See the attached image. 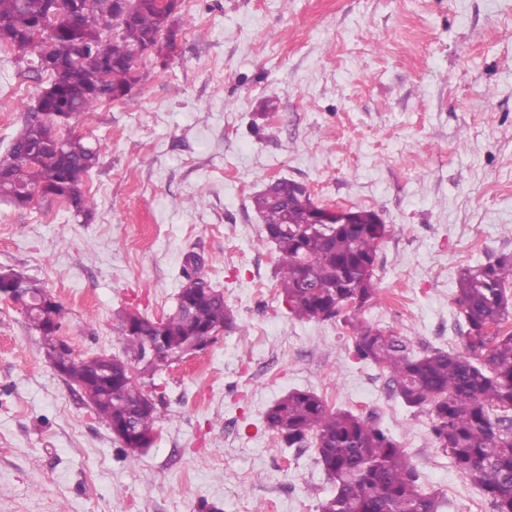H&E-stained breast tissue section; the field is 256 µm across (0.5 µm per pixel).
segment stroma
Here are the masks:
<instances>
[{
	"instance_id": "1",
	"label": "stroma",
	"mask_w": 512,
	"mask_h": 512,
	"mask_svg": "<svg viewBox=\"0 0 512 512\" xmlns=\"http://www.w3.org/2000/svg\"><path fill=\"white\" fill-rule=\"evenodd\" d=\"M176 33L169 60L138 53L133 104L72 122L106 146L92 217L0 202V269L66 308L82 358L121 354L122 312L168 314L190 251L236 325L155 376L162 419L132 461L0 296V512H319L334 484L314 450L262 420L294 390L377 417L448 512H490L342 319L287 311L251 199L288 178L377 213L394 230L365 321L462 352L459 271L512 254V0H182ZM43 85L0 51V155Z\"/></svg>"
}]
</instances>
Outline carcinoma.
Returning <instances> with one entry per match:
<instances>
[{
	"label": "carcinoma",
	"instance_id": "cac0c4a2",
	"mask_svg": "<svg viewBox=\"0 0 512 512\" xmlns=\"http://www.w3.org/2000/svg\"><path fill=\"white\" fill-rule=\"evenodd\" d=\"M75 19L51 9L52 0H0V27L10 48L29 71L48 73V120L28 112L8 151L0 157V199L15 207H30L38 197L61 199L75 214L90 218L93 198L83 188L85 178L106 149L91 145L69 128L77 116H88L103 104L119 99L128 105L135 54L151 48L169 57L161 33L168 14L155 0H131L132 17L111 36L87 21L108 22V0H74ZM50 27V53L66 65L63 71L40 64V45L32 36L36 24ZM59 136L52 153L42 139ZM262 231L278 230L271 239L278 251L275 270L278 293L288 312L300 320L326 321L338 317L337 307L358 297L360 305L346 312L352 330L353 353L388 376L389 386L409 408L427 413L436 447L452 460L457 472L489 500L492 512H512V332L500 325L512 316V255L464 269L457 281V304L466 330L465 354L436 349L414 352L409 339L368 325L361 313L376 298L373 278L381 243L390 224H338L331 230L309 225L315 202L297 182L280 178L268 194L252 198ZM305 224L301 237L293 235ZM202 262L190 253L183 259L182 290L177 309L161 322L140 313H125L119 326L122 354H98L77 361L71 382L108 424L128 422L135 436L122 447L125 457L154 441L161 411L145 391V378L163 371L168 353L179 355L196 336L235 323L224 292L198 287ZM65 308L58 304L55 321L32 308L24 313L29 328L41 338L45 357L58 344ZM163 336L165 353L155 363H135L144 337ZM108 370L112 383L102 377ZM266 426L287 448L312 443L317 462L335 485L320 512H442L447 501L425 493L408 454L375 420L349 410H332L316 394L295 390L277 400L265 413Z\"/></svg>",
	"mask_w": 512,
	"mask_h": 512
}]
</instances>
